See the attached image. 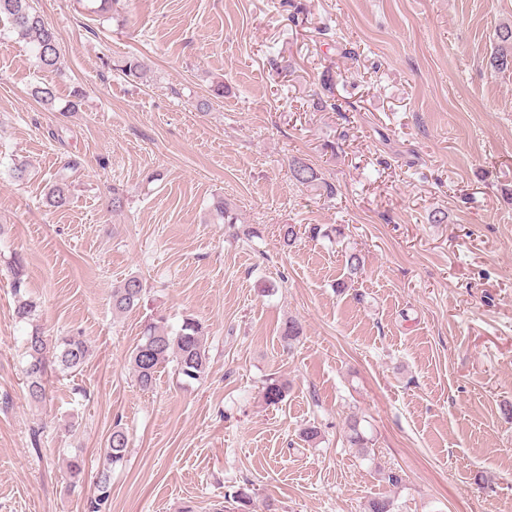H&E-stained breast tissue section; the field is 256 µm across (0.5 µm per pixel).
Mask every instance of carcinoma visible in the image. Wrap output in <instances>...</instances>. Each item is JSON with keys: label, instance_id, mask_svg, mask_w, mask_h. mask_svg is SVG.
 Wrapping results in <instances>:
<instances>
[{"label": "carcinoma", "instance_id": "carcinoma-1", "mask_svg": "<svg viewBox=\"0 0 512 512\" xmlns=\"http://www.w3.org/2000/svg\"><path fill=\"white\" fill-rule=\"evenodd\" d=\"M6 15L17 38L30 45L43 71H56L62 65L63 55L59 38L33 6V0H0V15ZM495 47L490 56V66L498 71L512 68V24L504 23L495 30ZM293 179L308 187L317 186L326 195L334 193L332 186L323 181L320 172L313 166L294 160L289 164ZM70 201L68 176L59 172L48 191V203L54 208H63ZM146 288L142 280L133 276L112 289V311L123 314L140 306ZM36 303L30 299H19L15 309L21 322L34 319ZM206 326L195 318H186L175 330L168 328L165 318L159 317L148 324L143 335L130 353V364L140 387L148 389L156 381L158 369L173 364L174 371L186 383L200 380L209 367V354L204 343ZM26 385L31 399L41 401L46 397L45 377L47 362L54 358L59 369L73 373L79 370L89 356L87 340L80 335L63 336L54 342L44 336L38 327L25 338ZM288 393V382L269 379L263 387L262 398L268 405L281 402ZM128 449V437L123 429L114 428L109 436L105 455L108 464L124 461Z\"/></svg>", "mask_w": 512, "mask_h": 512}]
</instances>
